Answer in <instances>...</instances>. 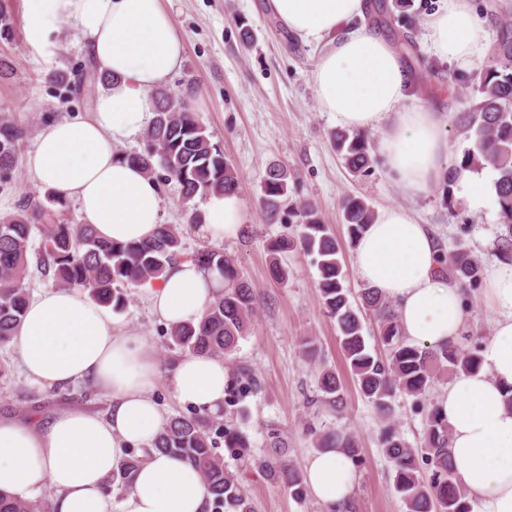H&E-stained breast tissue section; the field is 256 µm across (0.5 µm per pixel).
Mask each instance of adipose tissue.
I'll return each instance as SVG.
<instances>
[{"label":"adipose tissue","instance_id":"adipose-tissue-1","mask_svg":"<svg viewBox=\"0 0 512 512\" xmlns=\"http://www.w3.org/2000/svg\"><path fill=\"white\" fill-rule=\"evenodd\" d=\"M25 7L31 40H39L51 20H73L88 39L95 71L114 77L90 117L56 121L38 134L29 158L36 181L76 201L102 239L149 240L161 222L158 186L120 161L115 146L138 134L153 108L152 91L182 63L184 44L171 15L161 0H25ZM268 8L319 47L312 79L322 108L342 127L381 132L383 165L404 192L423 195L440 182L449 118L405 106L404 69L387 40L360 24L363 0H268ZM425 38L435 55L467 68L480 59L488 28L470 0H440ZM202 221L210 237L238 238L244 223L239 196H209ZM438 254L435 235L398 205L377 213L354 248L358 276L395 303L407 342L437 350L457 345L465 329L463 293L439 275ZM483 279L496 314L493 333L480 367L456 376L436 405L448 420L456 480L474 512H512V262H486ZM220 286L217 272L182 257L144 293L153 316L173 326L199 322ZM16 343L33 382L51 389L87 382L111 405L103 415L80 408L44 420L0 415V491L26 498L49 487L51 512H113L107 480L129 448L147 447L152 454L120 512H210L212 498L199 473L151 448L164 422L152 391L163 373L174 399L220 413L232 382L225 358L187 353L162 371L148 341L120 332L110 308L80 287L36 294ZM305 477L328 512H344L358 481L338 448L311 456Z\"/></svg>","mask_w":512,"mask_h":512}]
</instances>
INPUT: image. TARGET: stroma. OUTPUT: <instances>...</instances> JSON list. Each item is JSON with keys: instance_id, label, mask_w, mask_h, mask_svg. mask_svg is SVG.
<instances>
[{"instance_id": "1", "label": "stroma", "mask_w": 512, "mask_h": 512, "mask_svg": "<svg viewBox=\"0 0 512 512\" xmlns=\"http://www.w3.org/2000/svg\"><path fill=\"white\" fill-rule=\"evenodd\" d=\"M387 23V37L408 34L418 59L404 63L408 77L406 103L453 116L464 110L473 82L461 79V67L439 60L425 42V24L438 0H377ZM184 43L182 65L169 78L167 89L186 95L213 141L219 142L239 175L238 195L243 203L245 230L223 244L258 291L247 336L240 339L228 366L250 368L255 380L250 392L221 422H231L247 435L250 461L215 452L225 466L242 477L255 512H326L314 497L295 499L276 479L254 467L257 459L283 452L296 469H304L313 448L305 433L308 422L347 430L362 450L363 463L351 497L354 512H405L391 488V468L380 445L377 414L359 393L340 348L336 322L324 311L316 288L317 270L311 257L296 253L289 259L287 282L273 281L268 273L270 239L285 233L286 225L268 223L258 204L259 185L269 163L285 165L292 198L317 203L321 217L342 245L341 260L349 268V286L360 294L364 283L353 271V248L341 222V203L350 195L367 200L373 210L390 205L409 209L419 223L428 225L446 248L464 243L480 262L495 256L503 229L496 196L485 206L471 209L458 199L455 209L441 204L439 188L418 197L406 196L383 165L365 177L346 168L330 142L337 125L319 106L312 80L319 50L291 34L267 7V0H162ZM87 40L73 21L57 19L40 40L28 37L25 0H0V111L8 112L23 128L18 163L9 183L0 182V214L13 212L27 199L43 197L44 189L32 175L27 160L37 134L63 117L88 116L93 104L86 91L72 92L55 81L56 73L71 77L92 72ZM162 221L184 227V250L193 253L211 245L210 237L188 222L191 212L202 211L206 200L183 201L176 182L159 186ZM120 330L150 342L163 369L178 359L169 346L165 326L150 312L139 288L128 290V301L115 313ZM493 311L480 293H472L466 308V337L459 344L467 351L485 344L491 334ZM0 414L47 417L64 408L81 407L106 412L108 399L91 386L79 383L49 390L26 378L14 345L0 347ZM335 371L343 384L340 414L325 411L317 384L323 369ZM392 423L413 447L424 437L425 418L412 398L392 400Z\"/></svg>"}]
</instances>
